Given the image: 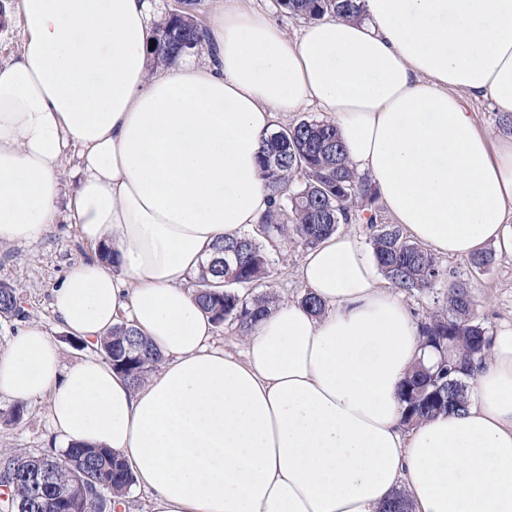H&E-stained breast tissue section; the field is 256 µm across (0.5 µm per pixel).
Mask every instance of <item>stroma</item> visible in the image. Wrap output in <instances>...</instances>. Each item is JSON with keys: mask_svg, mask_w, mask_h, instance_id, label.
I'll return each instance as SVG.
<instances>
[{"mask_svg": "<svg viewBox=\"0 0 512 512\" xmlns=\"http://www.w3.org/2000/svg\"><path fill=\"white\" fill-rule=\"evenodd\" d=\"M307 252V246L296 239L268 247L269 274L256 285V292H271L281 300H300L304 288L299 268ZM96 253V246L82 238L77 225L63 219L37 240L0 247V282L15 288L24 310L23 318H0V351L17 330L36 324L48 333L65 363L87 354L86 344L66 331L54 312L52 290L70 269L92 260ZM440 264L444 275L434 288L403 297L414 320L445 308L449 286L464 282L474 298L476 322L492 332L512 323V255H497L494 264L485 270L476 268L467 257H444ZM13 406L12 400L0 396V459L27 452H52L57 440L50 427L48 397L24 402L23 415L17 420L9 416Z\"/></svg>", "mask_w": 512, "mask_h": 512, "instance_id": "stroma-1", "label": "stroma"}]
</instances>
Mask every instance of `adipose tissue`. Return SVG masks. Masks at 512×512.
Returning a JSON list of instances; mask_svg holds the SVG:
<instances>
[{"label":"adipose tissue","mask_w":512,"mask_h":512,"mask_svg":"<svg viewBox=\"0 0 512 512\" xmlns=\"http://www.w3.org/2000/svg\"><path fill=\"white\" fill-rule=\"evenodd\" d=\"M289 39L226 0L216 48L152 73L149 0H20L19 55L0 64V244L67 212L112 263L54 290L90 346L127 313L160 351L130 385L104 357L65 365L37 325L0 352V396L50 397L65 443L109 448L152 489V512H512V324L470 379L465 412L403 430L401 384L433 354L365 245L340 233L242 354L211 346L188 282L213 243L269 208L258 167L279 116L317 105L411 237L444 256L512 254V137L489 141L458 97L512 113V0H360ZM79 163L66 189L59 171Z\"/></svg>","instance_id":"adipose-tissue-1"}]
</instances>
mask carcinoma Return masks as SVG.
I'll list each match as a JSON object with an SVG mask.
<instances>
[{"mask_svg":"<svg viewBox=\"0 0 512 512\" xmlns=\"http://www.w3.org/2000/svg\"><path fill=\"white\" fill-rule=\"evenodd\" d=\"M288 14L305 21L327 15L338 19L360 15L357 0H279ZM166 49H153L157 59L169 61L203 47V29L182 13L158 25ZM259 165L270 196V207L258 224V235L224 238L213 246V256L198 276L196 294L203 311L216 325L234 322L245 332L276 303L272 293L249 296L248 290L268 277V256L261 239L275 241L293 235L304 245L317 246L340 224H356L361 214L372 233L373 254L391 285L408 294L429 290L442 278L435 255L409 239L399 224H383L371 210L377 189L361 176L346 157L336 126L330 120H301L262 140ZM473 296L465 283L448 292V314H434L418 324L424 342L442 354L434 368H421L400 388L409 424L468 405L466 379L475 363L486 358L488 330L473 320ZM23 315L16 290L0 283V317ZM112 369L139 384L162 360L157 349L129 323L122 322L101 343ZM13 472L12 512H59L65 494L76 498L87 487L111 494L125 493L133 474L119 454L87 444L72 443L58 455L25 453L0 462ZM39 470L45 484L32 495L29 471Z\"/></svg>","mask_w":512,"mask_h":512,"instance_id":"obj_1","label":"carcinoma"}]
</instances>
